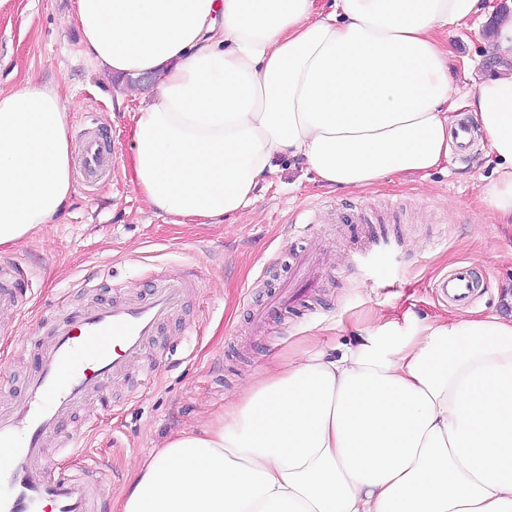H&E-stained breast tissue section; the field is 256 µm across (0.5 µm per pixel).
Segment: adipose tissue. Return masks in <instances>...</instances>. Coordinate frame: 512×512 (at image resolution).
<instances>
[{
  "mask_svg": "<svg viewBox=\"0 0 512 512\" xmlns=\"http://www.w3.org/2000/svg\"><path fill=\"white\" fill-rule=\"evenodd\" d=\"M84 54L152 72L123 169L173 223L213 224L255 199L281 157L361 190L448 159L464 103L512 223V8L500 65L467 90L444 37L482 0H73ZM57 86L0 89V251L37 240L73 192L77 144ZM116 512H512V315H375L261 368L197 425L135 463Z\"/></svg>",
  "mask_w": 512,
  "mask_h": 512,
  "instance_id": "1",
  "label": "adipose tissue"
}]
</instances>
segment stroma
Segmentation results:
<instances>
[{"label": "stroma", "instance_id": "stroma-1", "mask_svg": "<svg viewBox=\"0 0 512 512\" xmlns=\"http://www.w3.org/2000/svg\"><path fill=\"white\" fill-rule=\"evenodd\" d=\"M71 10V0H0V87L31 77L56 84L68 101L72 138L96 116L111 133L117 168L93 190L75 181L69 203L39 241L0 251V262L30 267L38 291L14 331L0 334V373L19 380L34 365V338L49 330L39 315L58 300L107 301L148 290L189 266L204 286L186 295L145 356L159 365L156 383L128 405L127 384H116L108 399L78 411L73 421L84 445L56 455V466L103 464L112 473L108 499L116 501L134 462L223 405L226 394L303 337L325 331L344 346L378 313L446 314L449 305L432 284L457 263L474 264L486 283L473 310L512 312V224L494 223L483 202L494 178L483 142L464 157L449 152L447 163L427 174L396 175L352 192L323 185L299 160L285 157L244 212L219 224H173L145 204L124 173L137 103L125 83L102 76L84 55ZM488 25L478 19L449 38L448 74L455 83L468 86L490 74ZM353 204L370 211L368 234L329 223L330 206ZM315 240L323 243L315 253L320 287L288 311H271L265 334H254L250 303L265 302L276 278L287 277L291 249ZM248 290L249 303L242 299Z\"/></svg>", "mask_w": 512, "mask_h": 512}]
</instances>
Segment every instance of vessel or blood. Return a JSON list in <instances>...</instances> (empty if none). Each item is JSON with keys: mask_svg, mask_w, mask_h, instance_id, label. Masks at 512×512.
Instances as JSON below:
<instances>
[{"mask_svg": "<svg viewBox=\"0 0 512 512\" xmlns=\"http://www.w3.org/2000/svg\"><path fill=\"white\" fill-rule=\"evenodd\" d=\"M113 167L102 127H88L78 158L82 181L98 184L111 176ZM5 273L12 282L0 286V310H21L33 293L29 271L14 263ZM197 279L188 268L145 294L57 305L49 317L51 336L41 343L38 360L20 391H13L11 380L0 377V392L16 395L9 409H0V512H101L100 488L107 481L102 467L56 471L46 444L78 446V435L66 429L73 410L103 396L112 379L128 374L181 305L188 283ZM318 285L309 251L297 250L291 257L288 289L272 296L271 302L286 305L289 295ZM435 288L440 298L465 304L476 296L479 282L471 265L462 264L443 275Z\"/></svg>", "mask_w": 512, "mask_h": 512, "instance_id": "1", "label": "vessel or blood"}]
</instances>
